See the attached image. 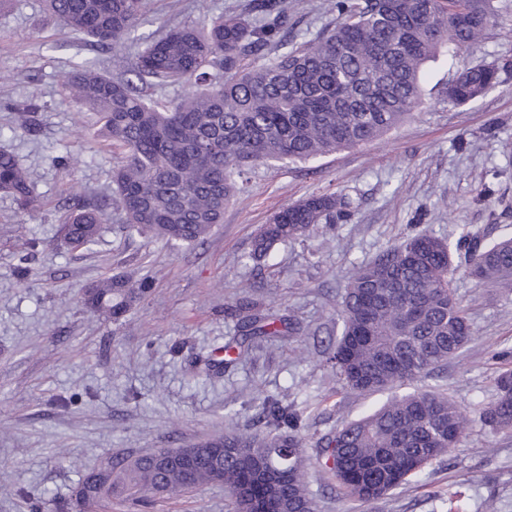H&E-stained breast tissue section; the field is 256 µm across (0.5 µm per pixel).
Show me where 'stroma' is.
<instances>
[{"label":"stroma","mask_w":512,"mask_h":512,"mask_svg":"<svg viewBox=\"0 0 512 512\" xmlns=\"http://www.w3.org/2000/svg\"><path fill=\"white\" fill-rule=\"evenodd\" d=\"M249 0H151L141 34L191 25L203 16L244 12ZM282 44L315 39L335 14L321 0H286ZM473 51L425 66L422 102L382 139L306 162L267 161L247 181L205 242L176 247L128 231L113 208L98 242L72 248L61 229L65 197H108L121 155L97 135L98 118L80 112L65 89L73 64L97 60L126 75L135 42L97 48L70 35L42 0H13L0 12V146L34 179L37 202L20 215L0 193V512H55L77 481L107 460L180 448L232 429L264 431L265 398L300 417L311 459L306 481L318 512H512V434L484 426L494 378L512 365V291L457 269L454 286L473 328L471 340L424 389L451 396L467 420L450 459L427 466L387 499L342 498L319 455L322 437L385 403L389 392L342 389L324 351L342 329L345 286L367 263L406 236L461 226L484 242L512 238V0ZM499 65V83L464 106L444 89L476 60ZM36 100V131L15 104ZM336 194L353 207L334 230L275 246L261 264L247 255L257 229L283 206ZM35 238L29 251L21 235ZM149 277L150 292L117 321L90 313L86 288L111 276ZM279 317L299 315L291 336L255 343L224 364L248 304ZM217 360L202 372L201 361ZM112 512H233L223 486L139 504L113 500Z\"/></svg>","instance_id":"obj_1"}]
</instances>
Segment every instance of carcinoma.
Segmentation results:
<instances>
[{"label":"carcinoma","instance_id":"carcinoma-1","mask_svg":"<svg viewBox=\"0 0 512 512\" xmlns=\"http://www.w3.org/2000/svg\"><path fill=\"white\" fill-rule=\"evenodd\" d=\"M66 30L98 47L135 31L147 0H45ZM338 17L312 42L263 62L288 24L285 0H250L256 24L242 14L142 38L130 78H112L84 61L66 76L70 97L98 115L99 136L123 153L114 194L128 228L172 245L203 242L223 223L224 207L241 188L245 168L269 160L308 161L373 142L414 111L423 66L442 53L472 46L492 21L491 0H330ZM155 82L189 91L161 107L145 94ZM499 83V66L477 62L448 83L453 106L475 101ZM0 192L20 213L34 205L29 171L0 149ZM66 237L90 248L112 220V203L66 200ZM351 216L335 195H313L275 213L256 233L247 259H265L275 245L308 236ZM472 277L512 291V238L483 243L466 228L452 236L421 232L355 267L346 287L342 331L326 361L344 388L381 392L422 378L448 363L472 335L453 288L454 261ZM146 278L108 277L85 290L93 313L118 320L150 292ZM293 331L292 322L255 310L245 338ZM495 398L480 412L484 425L512 433V368L494 378ZM270 430L224 434V460L199 451L191 470L162 467L155 454L115 459L103 478L83 475L72 488L86 512L136 500L179 497L221 484L234 512L254 499L268 512H317L310 497L298 418L276 399L259 406ZM466 428L459 405L431 390L394 396L374 413L326 439L338 489L362 503L381 500L430 463L458 447Z\"/></svg>","mask_w":512,"mask_h":512}]
</instances>
